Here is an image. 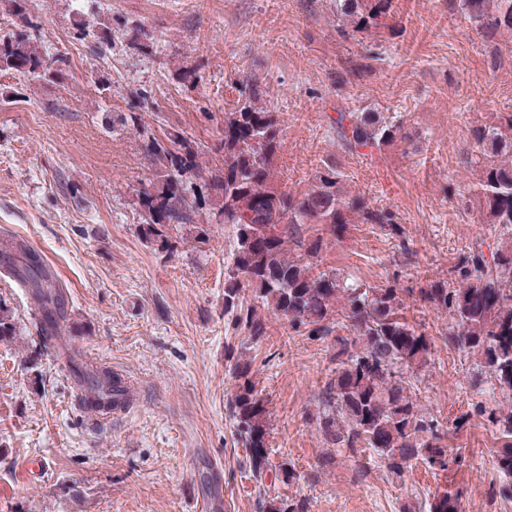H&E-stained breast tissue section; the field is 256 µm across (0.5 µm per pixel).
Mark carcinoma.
<instances>
[{
  "instance_id": "carcinoma-1",
  "label": "carcinoma",
  "mask_w": 512,
  "mask_h": 512,
  "mask_svg": "<svg viewBox=\"0 0 512 512\" xmlns=\"http://www.w3.org/2000/svg\"><path fill=\"white\" fill-rule=\"evenodd\" d=\"M26 0H8L14 26L0 34V72L54 82L63 76L59 60L51 59L37 37ZM470 22L486 37L512 31V0H459ZM395 12V0H336L343 19L338 33L348 37L368 32ZM77 36L91 40L93 53L104 56L112 49V29L78 28ZM129 44L142 54L154 49V39L132 30ZM259 92L251 88L236 111L224 115V168L208 182L217 192L216 216L234 226L235 247L224 276V313L257 342L266 334L261 311L284 318L296 332L314 339L335 336L341 357L335 375L326 383L322 403L329 413L323 426L332 443L355 454L371 448L388 468L400 474L419 461L436 472L459 463L435 432L433 421L421 414L409 396L403 374L427 367L432 340L409 323L403 314L399 289L373 288L338 273H314L310 259L318 257L322 239L307 235L305 225L328 224L333 234L345 233L349 224H378L397 229L396 215L361 196L343 198L341 173L334 166L320 171L316 183L302 196H294L275 183L272 160L282 144L274 113L258 106ZM512 113L497 126H479L473 138L479 150L477 202L488 223L501 229L505 240L491 254L482 244L469 248L457 268L460 285L436 284L421 291L422 299L448 311L454 321L448 344L479 356L476 380L489 378L512 397ZM401 127L380 120L372 112L341 114L336 133L350 151L379 149L395 142ZM149 155L161 164V186L139 194L144 231L160 248H169L168 230L174 224L196 223L197 199H188L194 182L206 169L194 142L178 132L145 143ZM0 271L31 290L41 310V335L55 336L65 320L59 285L45 264L17 240L0 242ZM343 329L348 336H339ZM11 310L0 305V340L16 335ZM71 370L87 381L91 410L110 411L124 400L121 381L108 370L90 371L78 363ZM237 389L229 410L244 440L252 476L258 484L262 507L269 512H308L300 503L281 498L276 484H266L274 474L277 484L294 476L288 464L271 463L267 442V403L250 377V363L236 361ZM474 412L488 418L503 442L495 452V466L503 476L497 494L512 499V410L504 413L483 405ZM430 438L418 440L417 434ZM464 489L445 485L428 503V512H462Z\"/></svg>"
}]
</instances>
